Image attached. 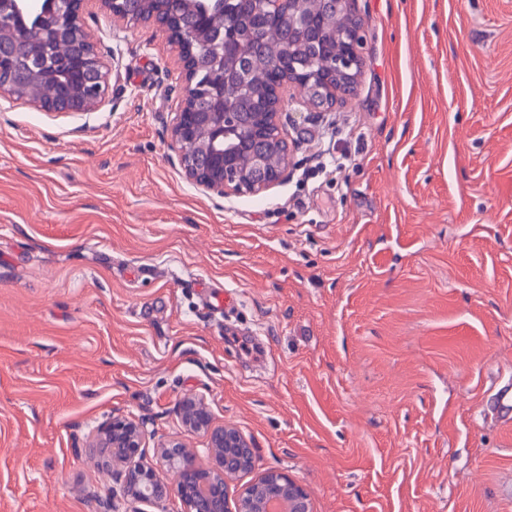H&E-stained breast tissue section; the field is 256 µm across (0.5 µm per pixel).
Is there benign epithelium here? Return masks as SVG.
Segmentation results:
<instances>
[{"instance_id": "1", "label": "benign epithelium", "mask_w": 512, "mask_h": 512, "mask_svg": "<svg viewBox=\"0 0 512 512\" xmlns=\"http://www.w3.org/2000/svg\"><path fill=\"white\" fill-rule=\"evenodd\" d=\"M92 0H0V97H13L33 83L55 81L50 99L31 97L46 112H92L109 89L108 72L83 16ZM115 22L138 25L152 21L166 36L182 63L181 101L170 138L185 177L207 194L260 195L281 183L291 164L286 103L326 97L334 102L353 95L362 65L366 25L353 0H321L332 10L342 6L343 26L336 30L310 11V0H253L254 8L234 18L229 30L204 23L226 12L224 0H187L201 19L194 29L177 30L156 16L145 19L122 7L124 0H98ZM279 18L284 38L282 60L288 66L273 80L260 83V45L269 14ZM334 45L326 69L299 62L301 54L320 53ZM247 139L248 164L241 168L224 148V138ZM178 411L186 430L203 432L206 447L188 448L172 441L159 449L160 467L143 462V424L112 416L101 423L89 447L106 448L117 466L116 488L93 491L92 512H120L119 504H141L167 512L179 501L181 512H312L302 484L288 472L267 469L230 498L229 481L256 466V450L234 426H215L208 406L184 398Z\"/></svg>"}]
</instances>
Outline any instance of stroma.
Here are the masks:
<instances>
[{
    "label": "stroma",
    "mask_w": 512,
    "mask_h": 512,
    "mask_svg": "<svg viewBox=\"0 0 512 512\" xmlns=\"http://www.w3.org/2000/svg\"><path fill=\"white\" fill-rule=\"evenodd\" d=\"M354 8V96L258 196L185 178L154 24L86 14L97 111L0 98V512H88L114 414L205 447L184 397L313 512H512V426L479 416L512 379V0Z\"/></svg>",
    "instance_id": "1"
}]
</instances>
